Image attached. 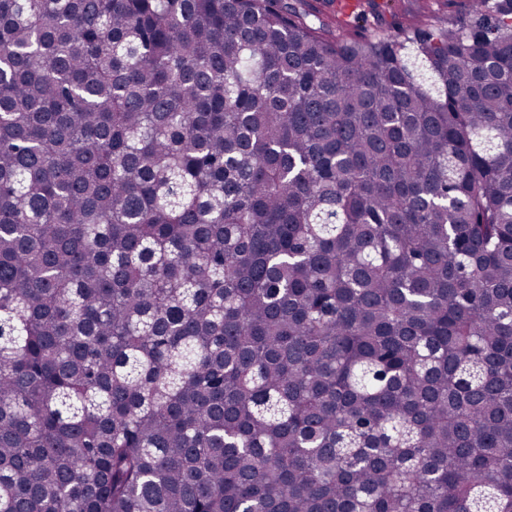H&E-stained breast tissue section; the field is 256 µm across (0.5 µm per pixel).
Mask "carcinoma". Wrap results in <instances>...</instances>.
<instances>
[{
  "instance_id": "carcinoma-1",
  "label": "carcinoma",
  "mask_w": 512,
  "mask_h": 512,
  "mask_svg": "<svg viewBox=\"0 0 512 512\" xmlns=\"http://www.w3.org/2000/svg\"><path fill=\"white\" fill-rule=\"evenodd\" d=\"M0 0V512H512V0ZM289 1V0H288ZM290 0L301 11H314L333 34L388 35L411 23L455 24L469 13L468 0Z\"/></svg>"
}]
</instances>
